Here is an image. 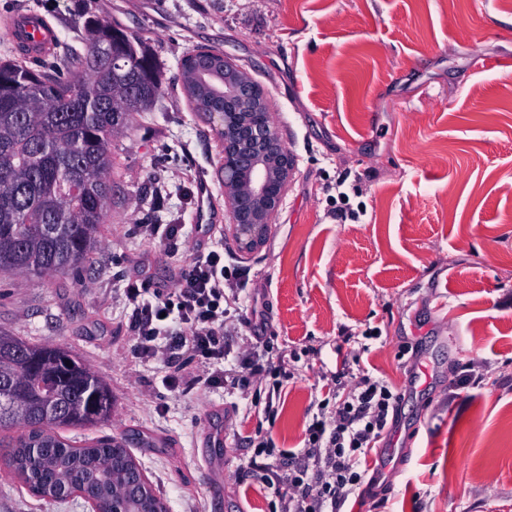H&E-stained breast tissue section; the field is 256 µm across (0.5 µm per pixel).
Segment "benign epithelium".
<instances>
[{
	"label": "benign epithelium",
	"mask_w": 512,
	"mask_h": 512,
	"mask_svg": "<svg viewBox=\"0 0 512 512\" xmlns=\"http://www.w3.org/2000/svg\"><path fill=\"white\" fill-rule=\"evenodd\" d=\"M179 78L194 110L208 117L224 147V200L230 209L229 232L243 252L266 240L294 170L295 161L277 127L263 90L227 55L217 59L196 48L180 63ZM224 111H209L216 96ZM113 512H160L150 504L149 488L138 463L112 471Z\"/></svg>",
	"instance_id": "7a95c632"
}]
</instances>
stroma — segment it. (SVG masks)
I'll list each match as a JSON object with an SVG mask.
<instances>
[{"label": "stroma", "instance_id": "35a3bbf8", "mask_svg": "<svg viewBox=\"0 0 512 512\" xmlns=\"http://www.w3.org/2000/svg\"><path fill=\"white\" fill-rule=\"evenodd\" d=\"M21 10L62 42L91 15L120 24L165 88L112 143V206L82 272H0V330L74 351L112 388L111 419L64 437L126 435L167 512H281L251 476L246 438H267L270 463L287 466L325 373L343 367L404 399L342 512H512V0H0V59ZM200 46L253 76L296 161L251 253L225 230L222 144L178 79ZM203 176L216 223L204 232ZM340 179L357 219L336 215ZM143 224L181 225L179 252ZM219 249L248 273L243 317L266 315L287 376L277 415L248 392H170L163 364L133 358L130 284L167 291L187 255ZM0 512L89 507L34 497L0 467ZM213 199V188L210 182L204 177L198 186V207L196 210V223L214 227L211 222V203Z\"/></svg>", "mask_w": 512, "mask_h": 512}]
</instances>
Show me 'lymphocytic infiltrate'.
Instances as JSON below:
<instances>
[{
    "label": "lymphocytic infiltrate",
    "mask_w": 512,
    "mask_h": 512,
    "mask_svg": "<svg viewBox=\"0 0 512 512\" xmlns=\"http://www.w3.org/2000/svg\"><path fill=\"white\" fill-rule=\"evenodd\" d=\"M247 284L245 272L225 265L222 252L212 250L186 258L173 288L150 293L131 287L125 301L132 306L134 356L142 363L159 361L170 367L162 383L172 392L195 385L228 391L252 390L265 398L266 414H276L282 380H269L265 337L242 336L230 343L224 327L239 305ZM238 365L226 368L229 355ZM335 398L331 417L313 416L304 435V449L292 472L272 477L271 467L252 462L254 480L273 484L284 512H340L364 479L360 457L378 442L402 397L385 380L362 374L331 376Z\"/></svg>",
    "instance_id": "1"
}]
</instances>
